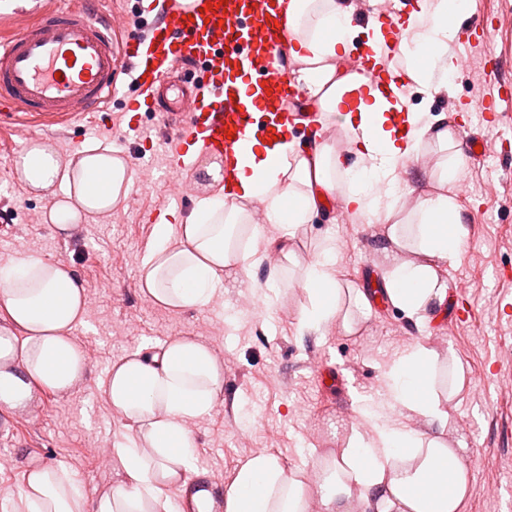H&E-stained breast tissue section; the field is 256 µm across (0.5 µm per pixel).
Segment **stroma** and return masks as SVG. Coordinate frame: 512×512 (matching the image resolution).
I'll return each mask as SVG.
<instances>
[{
  "instance_id": "stroma-1",
  "label": "stroma",
  "mask_w": 512,
  "mask_h": 512,
  "mask_svg": "<svg viewBox=\"0 0 512 512\" xmlns=\"http://www.w3.org/2000/svg\"><path fill=\"white\" fill-rule=\"evenodd\" d=\"M469 7L471 17L499 27L498 40L488 47L456 42L451 94L406 92L411 110L446 114L460 135L488 137L497 150L493 170L470 160L454 185L469 229L461 255L448 267V286L463 290L470 312L462 325H451L443 314L420 329L385 304L372 306L351 335L334 326L300 332L296 324L307 298L297 274L282 272L267 311L258 299L268 278L265 265L256 270L254 287L225 280L221 304L184 312L156 306L141 293L140 268L130 258L146 254L159 211L177 208L186 215L192 203L175 206L165 179L137 183L123 209L63 237L51 224L30 223V214L47 212L52 201L29 192L14 174L21 132L0 130V206L11 218L0 223V260L35 251L71 269L87 298L88 325L74 336L90 369L86 384L70 394L47 391L29 413L0 417V456L11 459L0 465V490L16 498L29 467L58 460L83 478L87 491L116 482L110 450L123 427L97 380L139 347L195 335L223 357L222 407L193 426L197 467L219 486L239 461L258 452L276 456L289 469L310 468L356 425L357 407L380 389L395 354L420 342L456 360L464 372L462 388L448 404V436L463 446L470 475L464 512H512V360L502 356L512 348V91L497 93L512 82V0H469ZM489 51L505 61L503 70L484 69ZM492 94L508 120L489 130L478 113L462 106ZM122 112L121 102H111L86 122L55 126L50 138L66 155L78 139L125 150L133 138ZM327 235L335 239L342 286L382 280L388 245L382 225L318 216L299 231L298 258L308 259Z\"/></svg>"
}]
</instances>
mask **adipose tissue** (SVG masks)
<instances>
[{"instance_id":"1","label":"adipose tissue","mask_w":512,"mask_h":512,"mask_svg":"<svg viewBox=\"0 0 512 512\" xmlns=\"http://www.w3.org/2000/svg\"><path fill=\"white\" fill-rule=\"evenodd\" d=\"M291 63L288 76L306 97L319 126L312 148L298 141L251 144L237 160L230 191L197 200L187 217L154 226L153 242L140 262V290L153 303L187 311L211 304L224 278L260 267L268 250L295 260L299 228L326 211L325 200L343 193L351 216L386 227L390 243L384 274L386 295L417 326H426L448 300V266L459 257L469 230L452 186L467 160L445 115L409 112L401 140L373 123L388 109L338 63L358 36L367 45L385 41L378 17L359 26L357 0H280ZM464 11L419 0L407 18L400 48L417 51L408 71L412 83L447 92L456 71L454 44ZM343 116L349 142L359 148L356 166H346L328 138ZM446 151L430 174L435 192L410 210L398 206L400 169L422 159L423 144ZM26 188L55 201L47 220L70 234L90 217L112 214L128 197L133 176L112 148L89 146L63 157L48 139L29 141L15 163ZM276 225L275 238L259 241L254 214ZM300 285L307 294L299 329L337 322L353 333L356 314L370 303L357 288H341L335 246L321 239L303 263ZM0 415L28 413L40 394H69L82 385L87 356L73 332L85 323L86 296L72 271L30 254L0 262ZM444 360L424 345L399 354L385 373L378 406L360 409V421L341 448L307 470L287 469L273 455L256 453L239 462L223 488L190 485L196 473L191 425L209 414L224 393V361L197 336H177L159 349L142 347L112 364L97 387L126 430L112 445L115 485L88 493L64 461L39 465L23 475L22 512H181L189 496L196 512H463L468 471L448 435V401L438 383ZM423 419L425 429L414 427Z\"/></svg>"}]
</instances>
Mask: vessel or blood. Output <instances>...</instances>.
I'll return each instance as SVG.
<instances>
[{
  "mask_svg": "<svg viewBox=\"0 0 512 512\" xmlns=\"http://www.w3.org/2000/svg\"><path fill=\"white\" fill-rule=\"evenodd\" d=\"M99 0L83 6L26 8L14 13L24 23L0 37V125L17 124L43 131L100 111L102 103L124 95L120 73H127L138 97L130 105L138 127L140 112L169 116L166 177L178 202H185V158L203 143L224 158V183L236 179V156L252 142L272 144L289 134L311 140L302 112L289 104L297 95L287 72L277 67L288 41L280 24L279 0H140L144 12H160L147 39L127 35L113 47L110 14L92 15ZM406 6L392 0L382 15L392 35L379 51L366 50L349 60L347 71L361 75L395 106L386 126L403 132L409 107L398 94L407 80L393 68L399 24ZM189 67L200 85L170 84L169 73ZM233 137H226V130Z\"/></svg>",
  "mask_w": 512,
  "mask_h": 512,
  "instance_id": "vessel-or-blood-1",
  "label": "vessel or blood"
}]
</instances>
